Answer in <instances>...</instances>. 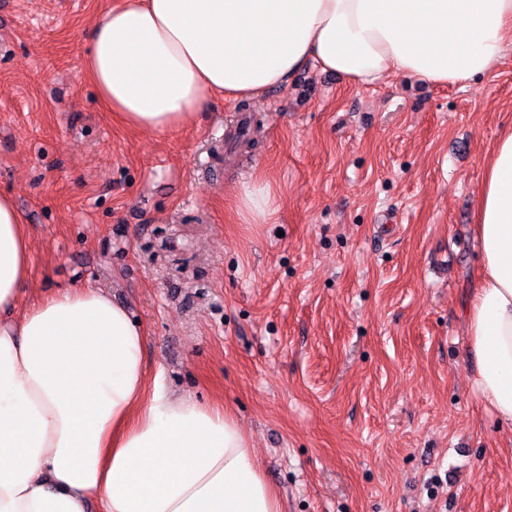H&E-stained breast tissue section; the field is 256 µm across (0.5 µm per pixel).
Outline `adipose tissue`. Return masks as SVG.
<instances>
[{
  "label": "adipose tissue",
  "mask_w": 512,
  "mask_h": 512,
  "mask_svg": "<svg viewBox=\"0 0 512 512\" xmlns=\"http://www.w3.org/2000/svg\"><path fill=\"white\" fill-rule=\"evenodd\" d=\"M512 41V0H124L82 70L125 126L170 133L216 95L257 98L306 64L372 86L464 84ZM465 322L473 386L512 433V130L489 150ZM30 242L0 193V512H281L223 407L148 378L145 333L94 285L15 315Z\"/></svg>",
  "instance_id": "1"
}]
</instances>
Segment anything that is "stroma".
<instances>
[{
    "mask_svg": "<svg viewBox=\"0 0 512 512\" xmlns=\"http://www.w3.org/2000/svg\"><path fill=\"white\" fill-rule=\"evenodd\" d=\"M120 2L0 0V191L31 242L18 311L109 288L148 376L223 405L282 512H512V435L464 330L512 43L462 86L357 87L309 64L153 134L81 69ZM258 187L263 220L241 207Z\"/></svg>",
    "mask_w": 512,
    "mask_h": 512,
    "instance_id": "obj_1",
    "label": "stroma"
}]
</instances>
